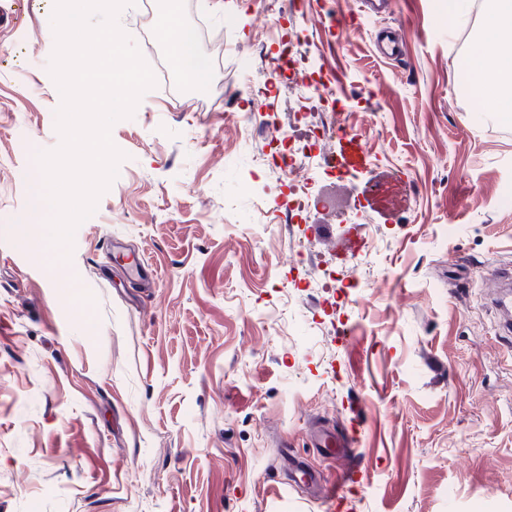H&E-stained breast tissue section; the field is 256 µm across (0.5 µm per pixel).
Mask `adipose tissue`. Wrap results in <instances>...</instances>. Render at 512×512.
Returning <instances> with one entry per match:
<instances>
[{"mask_svg":"<svg viewBox=\"0 0 512 512\" xmlns=\"http://www.w3.org/2000/svg\"><path fill=\"white\" fill-rule=\"evenodd\" d=\"M484 39L478 53V65L485 77L484 96L487 111L512 118V55L502 50L512 41V0H488ZM161 40L185 75L202 84L209 75V62L191 42L179 18L167 17L161 25Z\"/></svg>","mask_w":512,"mask_h":512,"instance_id":"obj_1","label":"adipose tissue"}]
</instances>
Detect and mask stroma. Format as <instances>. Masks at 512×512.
<instances>
[{"instance_id": "35a3bbf8", "label": "stroma", "mask_w": 512, "mask_h": 512, "mask_svg": "<svg viewBox=\"0 0 512 512\" xmlns=\"http://www.w3.org/2000/svg\"><path fill=\"white\" fill-rule=\"evenodd\" d=\"M440 4L390 0L376 27L349 20L357 0H180L208 80L172 72L112 126L126 158L53 274L36 162L60 143L52 52L36 0H0V512H329L342 465L312 447L318 422L359 426L348 512H512V287L489 275L512 268V121L460 82L483 5L452 28ZM160 5L119 19L156 72ZM382 26L403 58L376 53ZM290 36L370 156L343 180L364 221L323 215L369 251L330 293L307 282L343 257L240 158L313 102L283 74ZM236 124L247 143L225 138ZM110 239L145 256L149 287L103 279ZM298 462L316 485H294Z\"/></svg>"}]
</instances>
